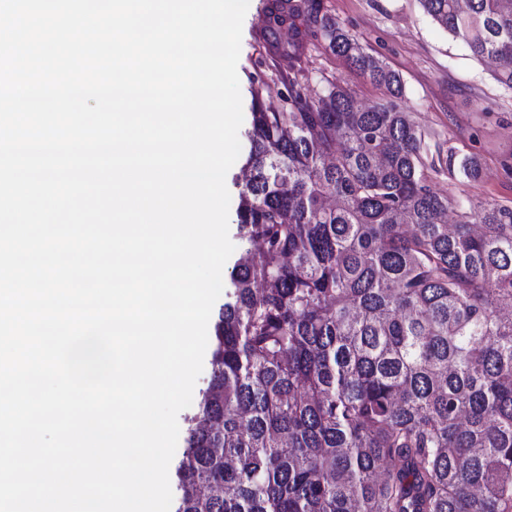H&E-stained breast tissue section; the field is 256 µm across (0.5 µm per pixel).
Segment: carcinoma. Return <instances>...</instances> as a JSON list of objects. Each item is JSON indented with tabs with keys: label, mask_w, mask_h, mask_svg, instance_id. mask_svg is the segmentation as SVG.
<instances>
[{
	"label": "carcinoma",
	"mask_w": 512,
	"mask_h": 512,
	"mask_svg": "<svg viewBox=\"0 0 512 512\" xmlns=\"http://www.w3.org/2000/svg\"><path fill=\"white\" fill-rule=\"evenodd\" d=\"M420 4L473 57L512 61V0ZM303 25L387 97L310 86ZM262 39L296 72L276 105L249 76L242 252L175 512H512V208L436 188L401 76L322 0H269ZM449 164L480 178L473 155Z\"/></svg>",
	"instance_id": "carcinoma-1"
}]
</instances>
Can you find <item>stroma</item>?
I'll return each mask as SVG.
<instances>
[{
	"label": "stroma",
	"mask_w": 512,
	"mask_h": 512,
	"mask_svg": "<svg viewBox=\"0 0 512 512\" xmlns=\"http://www.w3.org/2000/svg\"><path fill=\"white\" fill-rule=\"evenodd\" d=\"M268 0H250L243 22L237 72L241 90L250 77L262 78L265 94L278 101L290 70L279 56L269 55L259 39ZM325 8L343 21L368 50L379 55L404 82L403 104L413 112L429 143L457 155H476L481 178L459 187L449 174L438 188L464 195L469 206L512 207V90L496 79L498 69L488 59L474 58L463 44L440 30L419 0H323ZM304 66L313 82L346 79L360 105L385 94L383 88L353 75L345 58L325 52L310 40Z\"/></svg>",
	"instance_id": "obj_1"
}]
</instances>
